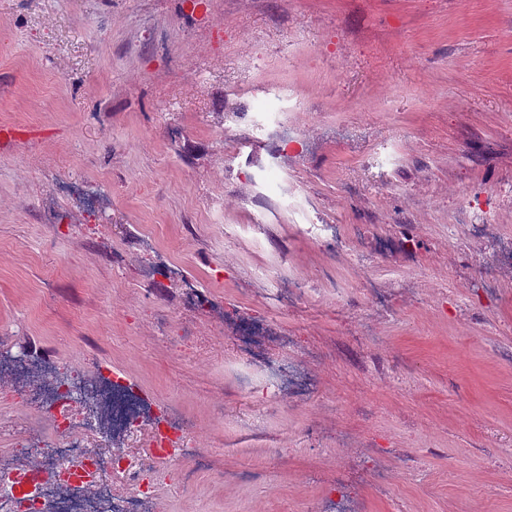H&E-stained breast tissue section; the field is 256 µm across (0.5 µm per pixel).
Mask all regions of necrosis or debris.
I'll return each instance as SVG.
<instances>
[{
	"label": "necrosis or debris",
	"instance_id": "4bbe7bcc",
	"mask_svg": "<svg viewBox=\"0 0 512 512\" xmlns=\"http://www.w3.org/2000/svg\"><path fill=\"white\" fill-rule=\"evenodd\" d=\"M470 236L488 242L492 252L484 269V287L496 292L505 277L512 275V239L498 237L496 225L475 223ZM261 378L244 377V390L251 395L269 389L288 388L291 394L309 398L312 394L310 375L293 364L263 361ZM0 369L19 376L38 373V383L29 385L27 398L38 400L56 437L52 443L27 445L24 464H0V488L14 496L30 497L35 512H42L46 499H53L58 512H145L151 493L147 478L153 473L152 463H144L130 476V490L124 498H114L102 482L103 474L117 469L120 453L72 438L81 424L85 408H105L111 429L119 434L129 432L133 423L149 424L152 412L130 388L126 379L113 375L99 379L87 377L70 363L57 360L40 368L0 358ZM157 456L169 459H201V452L183 433L177 411L168 410L162 426L152 430Z\"/></svg>",
	"mask_w": 512,
	"mask_h": 512
}]
</instances>
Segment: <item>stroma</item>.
<instances>
[{
  "label": "stroma",
  "mask_w": 512,
  "mask_h": 512,
  "mask_svg": "<svg viewBox=\"0 0 512 512\" xmlns=\"http://www.w3.org/2000/svg\"><path fill=\"white\" fill-rule=\"evenodd\" d=\"M482 202L512 236V0H0V351L180 411L208 468L120 442L166 474L154 512H512ZM253 353L314 398L242 393ZM19 388L1 462L49 430Z\"/></svg>",
  "instance_id": "1"
}]
</instances>
